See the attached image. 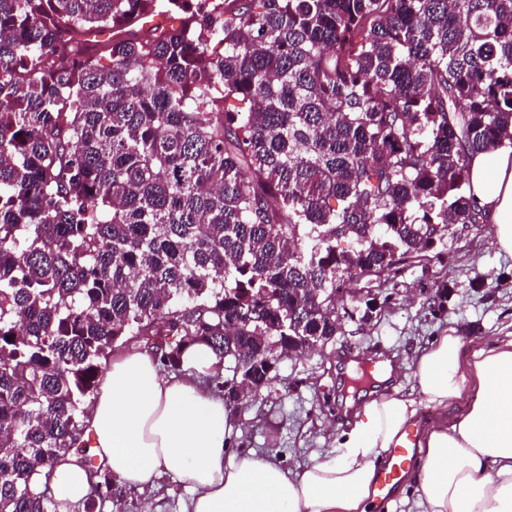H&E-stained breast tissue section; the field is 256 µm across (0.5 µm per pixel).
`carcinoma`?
<instances>
[{
	"instance_id": "obj_1",
	"label": "carcinoma",
	"mask_w": 512,
	"mask_h": 512,
	"mask_svg": "<svg viewBox=\"0 0 512 512\" xmlns=\"http://www.w3.org/2000/svg\"><path fill=\"white\" fill-rule=\"evenodd\" d=\"M507 144L512 0H0V512H52L65 455L87 512L121 493L84 403L126 337L207 346L237 409L266 336L336 335L337 294L480 223ZM91 478L87 468L70 455L62 457L52 470L42 469L32 476L31 492L38 496L49 489L58 504V512H86L84 502L91 491ZM79 504V505H77Z\"/></svg>"
}]
</instances>
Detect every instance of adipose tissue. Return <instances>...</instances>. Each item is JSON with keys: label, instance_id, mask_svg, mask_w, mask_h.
I'll return each mask as SVG.
<instances>
[{"label": "adipose tissue", "instance_id": "1", "mask_svg": "<svg viewBox=\"0 0 512 512\" xmlns=\"http://www.w3.org/2000/svg\"><path fill=\"white\" fill-rule=\"evenodd\" d=\"M470 194L512 254V148L474 156ZM215 357L202 345L164 375L148 351L105 366L86 420L90 453L119 484L139 491L164 474L184 483L190 512H371L378 466L390 449L416 448L396 496L417 512H512V339L467 351L462 336L435 337L411 362L409 390L365 402L333 450L290 471L235 448L232 417L205 384ZM456 408L452 422L418 426L421 405ZM69 512L91 491L87 468L62 457L34 474Z\"/></svg>", "mask_w": 512, "mask_h": 512}]
</instances>
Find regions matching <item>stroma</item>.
Masks as SVG:
<instances>
[{
    "label": "stroma",
    "instance_id": "stroma-1",
    "mask_svg": "<svg viewBox=\"0 0 512 512\" xmlns=\"http://www.w3.org/2000/svg\"><path fill=\"white\" fill-rule=\"evenodd\" d=\"M449 284L448 303L434 313L425 303L434 280ZM396 296L364 324L345 322L342 333L324 350L281 359L272 382L235 412V428L243 448L292 470L316 453L332 449L348 430L344 411L348 359L360 354L390 361L393 370L386 390L408 389L407 364L433 337L453 329L473 347L512 336V254L499 248L490 224H476L448 241L444 262L429 271L405 269L396 279ZM330 395L332 408L321 405ZM188 488L161 475L151 488L128 489L121 504L105 502L100 512H184Z\"/></svg>",
    "mask_w": 512,
    "mask_h": 512
}]
</instances>
